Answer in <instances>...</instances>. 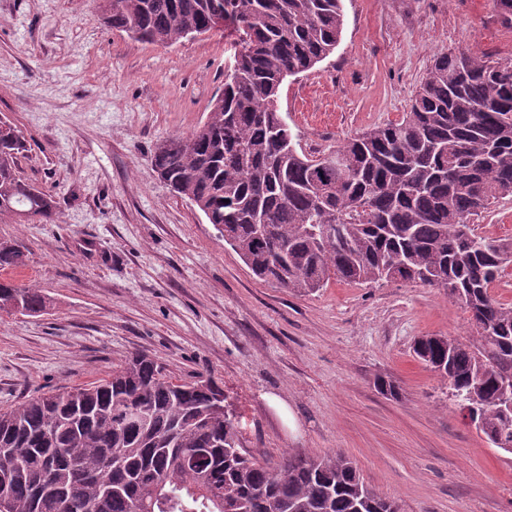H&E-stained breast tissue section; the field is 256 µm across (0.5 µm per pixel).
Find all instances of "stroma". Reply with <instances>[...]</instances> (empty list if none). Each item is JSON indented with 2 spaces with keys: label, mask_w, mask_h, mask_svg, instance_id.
<instances>
[{
  "label": "stroma",
  "mask_w": 512,
  "mask_h": 512,
  "mask_svg": "<svg viewBox=\"0 0 512 512\" xmlns=\"http://www.w3.org/2000/svg\"><path fill=\"white\" fill-rule=\"evenodd\" d=\"M99 6L0 0V117L26 141L20 176L57 201L51 224L0 215V238L27 248L12 279L50 300L0 314V409L144 352L223 387L244 448L270 464L340 451L400 512H512V454L412 352L428 334L468 339L465 308L420 283L336 280L301 295L259 281L151 163L205 120L234 65L231 31L155 46L107 27ZM451 51L512 59V26L490 0H345L338 47L289 78L279 105L317 156L401 118ZM380 375L400 398L377 391Z\"/></svg>",
  "instance_id": "35a3bbf8"
}]
</instances>
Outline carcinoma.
Wrapping results in <instances>:
<instances>
[{
  "mask_svg": "<svg viewBox=\"0 0 512 512\" xmlns=\"http://www.w3.org/2000/svg\"><path fill=\"white\" fill-rule=\"evenodd\" d=\"M231 23L243 62L205 121L154 150L159 177L190 200L258 279L309 294L330 280L441 288L469 313L472 339L422 336L413 353L494 447L512 448V305L490 288L512 243L478 235L473 217L512 196V61L438 56L409 112L316 159L285 121V80L341 40L344 0H103V20L171 46ZM17 126L0 118V215H56L22 179ZM0 239V271L25 266ZM40 290L0 278V313L47 309ZM224 390L176 380L145 354L89 384L0 409L6 512H398L347 456L290 452L274 467L240 451ZM112 464H107V459Z\"/></svg>",
  "mask_w": 512,
  "mask_h": 512,
  "instance_id": "1",
  "label": "carcinoma"
}]
</instances>
